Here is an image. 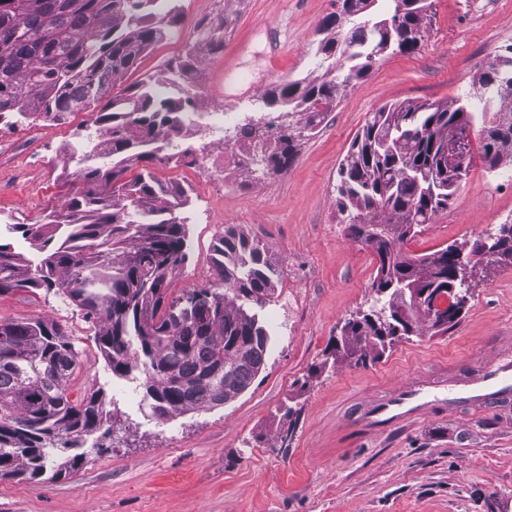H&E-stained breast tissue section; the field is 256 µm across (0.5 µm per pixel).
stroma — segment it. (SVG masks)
I'll use <instances>...</instances> for the list:
<instances>
[{
	"label": "stroma",
	"instance_id": "obj_1",
	"mask_svg": "<svg viewBox=\"0 0 512 512\" xmlns=\"http://www.w3.org/2000/svg\"><path fill=\"white\" fill-rule=\"evenodd\" d=\"M181 21L145 53L125 84L164 80L167 61L195 48L199 21L228 20L223 48L195 78L224 85L218 106L229 122L265 111L280 83L317 75L314 50L337 0H179ZM512 49V0H433L428 32L411 53L386 56L341 92L317 135L288 169L260 180L239 170L222 184L183 163L156 165L183 186L193 215L188 250L168 294L216 284L214 247L225 230L266 248L277 268L263 311L270 333L265 364L224 405L156 419L119 396L95 326L75 305L41 289L0 296V321L51 319L80 352L71 401L103 399L105 440L89 437L75 465L58 476L0 480V512H512V402L493 409L435 408L384 434L359 430L361 400L418 372L473 377L498 350L512 351V260L481 266L473 295L448 333L422 328L375 363L354 366L336 350L340 328L373 305L379 260L349 237L336 207L338 167L372 112L390 103L465 106L481 118L475 88L489 60ZM95 113L34 122L0 133V243L38 264L41 252L19 224H41L67 203L58 176L60 142L93 126ZM468 173L447 209L403 245L410 254L454 244L463 251L512 224V181L488 168L469 136ZM293 407L285 419V407ZM289 442H282L284 431Z\"/></svg>",
	"mask_w": 512,
	"mask_h": 512
}]
</instances>
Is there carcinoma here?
I'll return each instance as SVG.
<instances>
[{
  "mask_svg": "<svg viewBox=\"0 0 512 512\" xmlns=\"http://www.w3.org/2000/svg\"><path fill=\"white\" fill-rule=\"evenodd\" d=\"M171 0H0V122L26 125L37 112L61 120L90 109L94 143L109 136L112 163L86 157L69 182L67 209L88 213L75 224L56 210L44 224H15L13 230L48 253L33 269L10 245L0 243V295L44 288L65 296L98 327L95 336L112 374L138 375V387L151 415L165 418L202 407H216L244 392L262 369L268 333L256 309L271 302L278 272L264 248L224 231L216 246L220 288H193L168 297V284L185 258L187 222L175 210L188 203L183 194L166 203L154 162L174 155L141 146L161 129L178 133L194 98L185 92L161 97L148 76L101 103L103 91L127 74L140 56L161 40L180 14ZM376 0H342L339 14L325 28L345 27L344 35L317 45L322 73L290 80L265 95L276 113L265 123H238L235 142L255 143L247 166L262 175L288 168L299 146L311 138L336 102L339 91L358 81L388 52L409 53L424 40V19L432 0H389L392 11L380 18L367 8ZM191 52L170 62L166 72L180 80L193 71ZM485 103L499 102L490 128L494 168L512 152V68L482 76ZM463 120L465 107L395 104L372 113L340 165L337 207L351 236L379 258L376 292L380 324L348 320L341 345L354 364L381 359L393 345L421 332L427 322L448 331L458 319L459 298L471 288L450 287L451 245L427 255L403 252L401 243L447 209L456 182L439 178L436 140L448 124ZM140 164L132 179L125 178ZM155 210L166 216L149 223ZM512 256V225L477 245L490 255L494 245ZM233 293L228 301L222 289ZM79 351L53 321H0V478H38L60 451L82 447L103 424L102 398L70 400L67 384Z\"/></svg>",
  "mask_w": 512,
  "mask_h": 512,
  "instance_id": "cac0c4a2",
  "label": "carcinoma"
}]
</instances>
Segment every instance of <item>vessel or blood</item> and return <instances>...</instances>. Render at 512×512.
Masks as SVG:
<instances>
[{
	"label": "vessel or blood",
	"mask_w": 512,
	"mask_h": 512,
	"mask_svg": "<svg viewBox=\"0 0 512 512\" xmlns=\"http://www.w3.org/2000/svg\"><path fill=\"white\" fill-rule=\"evenodd\" d=\"M512 399V356L499 355L476 376L439 386L438 382L415 377L389 394L363 405L355 419L363 431L378 434L425 416L434 402L456 407L459 403L485 408Z\"/></svg>",
	"instance_id": "1"
}]
</instances>
